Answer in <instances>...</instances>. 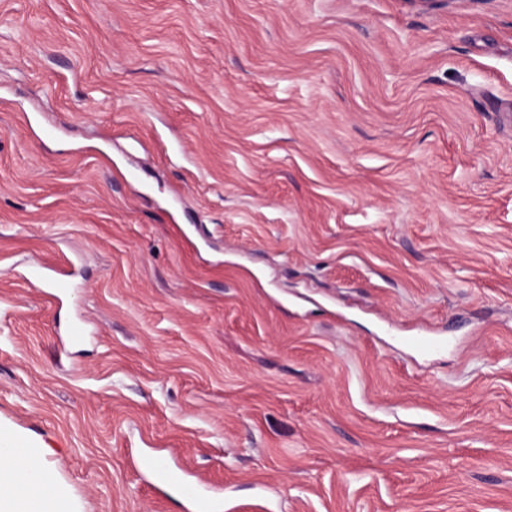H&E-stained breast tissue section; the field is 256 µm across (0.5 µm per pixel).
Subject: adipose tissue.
I'll use <instances>...</instances> for the list:
<instances>
[{"label": "adipose tissue", "instance_id": "adipose-tissue-1", "mask_svg": "<svg viewBox=\"0 0 512 512\" xmlns=\"http://www.w3.org/2000/svg\"><path fill=\"white\" fill-rule=\"evenodd\" d=\"M42 471L37 455L1 439L0 512H63L61 496Z\"/></svg>", "mask_w": 512, "mask_h": 512}]
</instances>
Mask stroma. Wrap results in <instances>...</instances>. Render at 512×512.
I'll list each match as a JSON object with an SVG mask.
<instances>
[{
  "mask_svg": "<svg viewBox=\"0 0 512 512\" xmlns=\"http://www.w3.org/2000/svg\"><path fill=\"white\" fill-rule=\"evenodd\" d=\"M0 434L66 512H512V0H0ZM142 463L143 467L151 471L158 479L181 485L191 501L192 512H216L217 504L207 495L200 493L195 484L183 483L177 472L153 458L146 457Z\"/></svg>",
  "mask_w": 512,
  "mask_h": 512,
  "instance_id": "1",
  "label": "stroma"
}]
</instances>
